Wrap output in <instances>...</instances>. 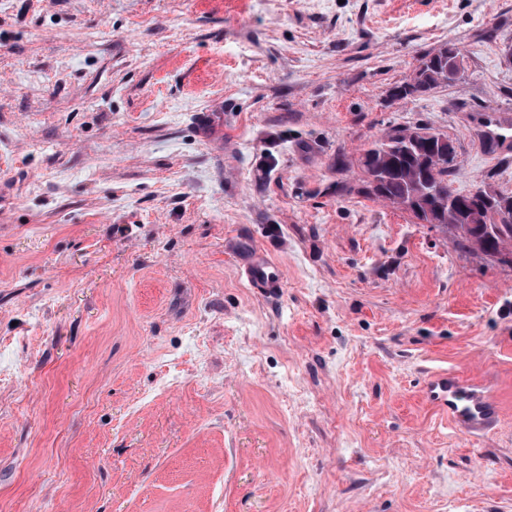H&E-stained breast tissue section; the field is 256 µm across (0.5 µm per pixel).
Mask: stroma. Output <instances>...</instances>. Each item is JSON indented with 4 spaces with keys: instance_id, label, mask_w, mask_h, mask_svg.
<instances>
[{
    "instance_id": "35a3bbf8",
    "label": "stroma",
    "mask_w": 512,
    "mask_h": 512,
    "mask_svg": "<svg viewBox=\"0 0 512 512\" xmlns=\"http://www.w3.org/2000/svg\"><path fill=\"white\" fill-rule=\"evenodd\" d=\"M509 42L512 0H0V512H512V269L359 162L426 126L512 195ZM459 57V48L453 42L445 43L434 53L425 54L415 70L419 87L409 90L406 84L396 85L391 89V97L403 99L415 94L424 95L453 82L460 72L456 66ZM244 273L253 288H261L266 294L274 295L282 288L279 266L258 250L250 251L245 261ZM425 398L448 414L453 427L479 435L497 423L498 407L489 394L462 382L450 372L429 376Z\"/></svg>"
}]
</instances>
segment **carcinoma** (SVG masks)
I'll return each mask as SVG.
<instances>
[{
    "label": "carcinoma",
    "mask_w": 512,
    "mask_h": 512,
    "mask_svg": "<svg viewBox=\"0 0 512 512\" xmlns=\"http://www.w3.org/2000/svg\"><path fill=\"white\" fill-rule=\"evenodd\" d=\"M460 57L459 48L453 42L442 45L436 52L425 54L416 69L418 88L410 90L405 84L391 89L390 95L403 99L415 94L424 95L456 79L459 69L456 60ZM400 139H395L397 149L391 152L381 150L384 142L379 140L363 151L360 165L364 173L377 181L370 191L394 206L407 202L408 197L423 190L430 192L423 202L429 210L417 214L420 221L429 220V214L445 203L454 205V210L446 215L448 224H482L487 215L493 212L492 202L483 199L482 186L466 193L453 186L449 179L453 160L446 161V167L435 168L434 158L455 152L453 140L448 134L436 132L429 144H423L412 152L398 148Z\"/></svg>",
    "instance_id": "cac0c4a2"
}]
</instances>
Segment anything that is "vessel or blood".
<instances>
[{
    "label": "vessel or blood",
    "mask_w": 512,
    "mask_h": 512,
    "mask_svg": "<svg viewBox=\"0 0 512 512\" xmlns=\"http://www.w3.org/2000/svg\"><path fill=\"white\" fill-rule=\"evenodd\" d=\"M244 273L252 287L266 294H276L282 286L279 266L260 252L250 253ZM424 396L447 413L453 427L474 435L494 426L499 417L498 407L489 394L449 372L430 375L424 385Z\"/></svg>",
    "instance_id": "obj_1"
}]
</instances>
